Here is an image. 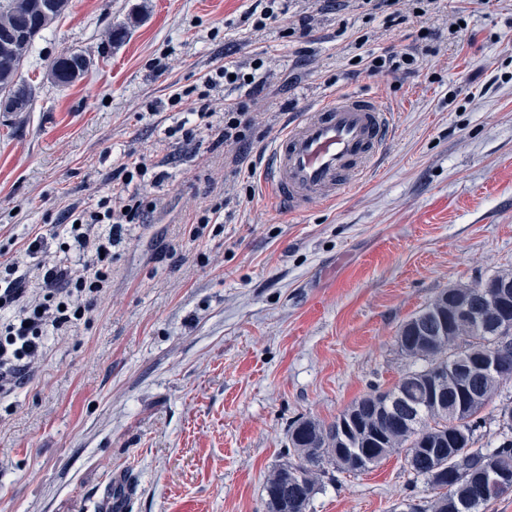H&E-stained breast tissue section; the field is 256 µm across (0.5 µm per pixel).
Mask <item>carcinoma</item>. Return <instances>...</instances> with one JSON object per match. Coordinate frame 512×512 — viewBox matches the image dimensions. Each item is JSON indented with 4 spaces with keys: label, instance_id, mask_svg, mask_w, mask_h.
<instances>
[{
    "label": "carcinoma",
    "instance_id": "carcinoma-1",
    "mask_svg": "<svg viewBox=\"0 0 512 512\" xmlns=\"http://www.w3.org/2000/svg\"><path fill=\"white\" fill-rule=\"evenodd\" d=\"M70 7V0H0V93L13 97L12 112L31 111L35 87L20 76L35 38L51 27ZM94 59L71 52L53 61L48 78L67 86L89 75ZM512 283V273L485 282L448 288L414 315L428 338L408 339L401 326L397 344L410 361L390 389L394 409L378 414L366 395L328 424L299 420L289 434L290 461L276 468L265 485L268 512H308L328 473L327 466L345 473L371 469L393 454L404 456L409 472L434 491L428 501L403 502L413 512H485L488 504L512 490V402L498 408V442L476 447L477 432L485 424L483 409L499 386L512 380V346L502 358L505 369L486 375L475 385V398L460 401L459 375L445 383L441 398L424 397V376L484 358L497 341L498 307L495 285ZM462 309L477 310L480 320L457 317Z\"/></svg>",
    "mask_w": 512,
    "mask_h": 512
}]
</instances>
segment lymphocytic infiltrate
Returning <instances> with one entry per match:
<instances>
[{
    "label": "lymphocytic infiltrate",
    "mask_w": 512,
    "mask_h": 512,
    "mask_svg": "<svg viewBox=\"0 0 512 512\" xmlns=\"http://www.w3.org/2000/svg\"><path fill=\"white\" fill-rule=\"evenodd\" d=\"M149 173L146 160L118 167L112 174L119 191L108 193L96 206L69 205L59 221L66 227L80 264L62 258L41 266L29 277L11 263L0 282V394L10 395L25 382L32 358L48 335L73 327L99 293L112 281V247L126 225L144 219L156 200L135 191Z\"/></svg>",
    "instance_id": "f902f5d3"
}]
</instances>
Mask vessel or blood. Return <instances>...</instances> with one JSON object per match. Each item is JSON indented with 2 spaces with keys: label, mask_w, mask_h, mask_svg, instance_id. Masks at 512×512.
<instances>
[{
  "label": "vessel or blood",
  "mask_w": 512,
  "mask_h": 512,
  "mask_svg": "<svg viewBox=\"0 0 512 512\" xmlns=\"http://www.w3.org/2000/svg\"><path fill=\"white\" fill-rule=\"evenodd\" d=\"M392 114L373 96L341 94L293 122L269 148L265 189L288 211L334 200L368 173L387 145ZM127 476L97 501V512H128Z\"/></svg>",
  "instance_id": "1"
}]
</instances>
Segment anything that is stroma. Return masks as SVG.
<instances>
[{
    "label": "stroma",
    "mask_w": 512,
    "mask_h": 512,
    "mask_svg": "<svg viewBox=\"0 0 512 512\" xmlns=\"http://www.w3.org/2000/svg\"><path fill=\"white\" fill-rule=\"evenodd\" d=\"M277 6L258 30L262 0H72L36 39L22 68L32 110L0 120V262L61 257L56 219L95 204L128 156L157 164L143 191L158 207L113 246L112 284L91 311L0 397V512H94L120 470L132 512H267L294 420L328 423L393 387L409 366L404 322L444 289L512 272V0H441L421 19L402 0L400 25L318 0ZM459 16L468 32L454 41ZM363 34L375 53H416V71H364L353 62ZM71 51L94 57L93 71L47 81ZM225 62L264 73L253 95L226 86L210 98L212 123L231 103L249 112L246 164L262 168L290 121L339 93L392 111L381 163L333 202L290 213L227 164L238 145L206 129L175 144L166 128L198 121L189 89ZM216 205L217 223L191 237ZM431 495L393 455L323 480L309 512H398Z\"/></svg>",
    "instance_id": "obj_1"
}]
</instances>
